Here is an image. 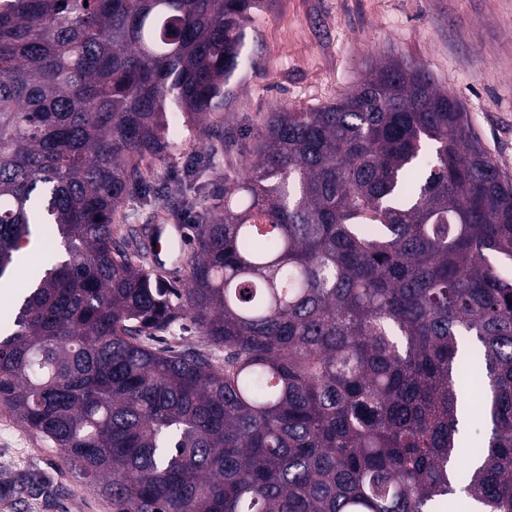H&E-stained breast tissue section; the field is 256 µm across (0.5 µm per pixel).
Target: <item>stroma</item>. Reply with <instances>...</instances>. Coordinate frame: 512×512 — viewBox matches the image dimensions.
<instances>
[{"mask_svg":"<svg viewBox=\"0 0 512 512\" xmlns=\"http://www.w3.org/2000/svg\"><path fill=\"white\" fill-rule=\"evenodd\" d=\"M379 58L424 66L512 179V0H263L214 118L223 137L182 124L176 149L149 162L157 188L186 192L199 212L221 203L272 112L336 102ZM0 512H112V502L0 408Z\"/></svg>","mask_w":512,"mask_h":512,"instance_id":"obj_1","label":"stroma"}]
</instances>
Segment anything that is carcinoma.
I'll use <instances>...</instances> for the list:
<instances>
[{
    "mask_svg": "<svg viewBox=\"0 0 512 512\" xmlns=\"http://www.w3.org/2000/svg\"><path fill=\"white\" fill-rule=\"evenodd\" d=\"M260 0H0V406L112 512H512V183L462 103L380 61L273 113L177 288L132 188L205 132ZM197 337L205 351L153 347ZM224 353V360L216 353ZM485 436L458 486L459 381ZM482 382V375L479 373L472 374L470 378H467L463 385L460 387V393L467 394L470 399L473 400V409H472V415H473V423L471 430L469 432V435L467 437V440L464 444V446H470L473 443H476L479 441L482 431H481V415L478 412V410L475 407V400L478 397V393L480 390V384Z\"/></svg>",
    "mask_w": 512,
    "mask_h": 512,
    "instance_id": "1",
    "label": "carcinoma"
}]
</instances>
